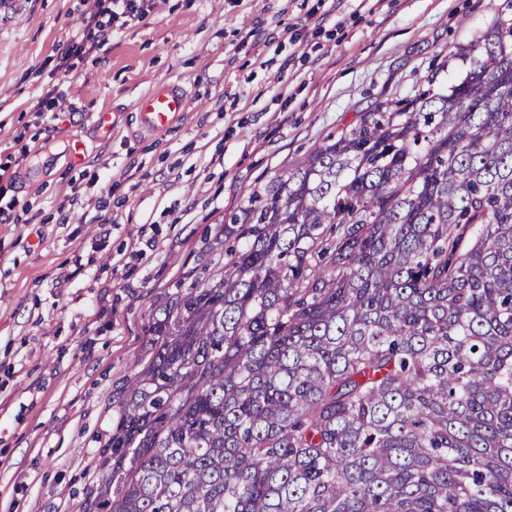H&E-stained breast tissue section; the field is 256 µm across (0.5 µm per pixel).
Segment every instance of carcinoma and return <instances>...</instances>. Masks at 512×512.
<instances>
[{
	"label": "carcinoma",
	"mask_w": 512,
	"mask_h": 512,
	"mask_svg": "<svg viewBox=\"0 0 512 512\" xmlns=\"http://www.w3.org/2000/svg\"><path fill=\"white\" fill-rule=\"evenodd\" d=\"M453 56L251 190L79 512H512V0Z\"/></svg>",
	"instance_id": "obj_1"
}]
</instances>
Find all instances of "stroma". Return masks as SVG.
<instances>
[{
  "label": "stroma",
  "mask_w": 512,
  "mask_h": 512,
  "mask_svg": "<svg viewBox=\"0 0 512 512\" xmlns=\"http://www.w3.org/2000/svg\"><path fill=\"white\" fill-rule=\"evenodd\" d=\"M502 2L157 0L74 83L59 63L87 0H18L0 14V163L30 151L14 174L28 210L0 224V512H76L147 356L152 314L223 256L225 214L428 73L443 90L462 78L461 59L442 68L441 53L479 37ZM175 79L188 111L139 129L135 99ZM49 91L60 112L36 122ZM78 139L112 175L106 209L95 192L71 195Z\"/></svg>",
  "instance_id": "1"
}]
</instances>
